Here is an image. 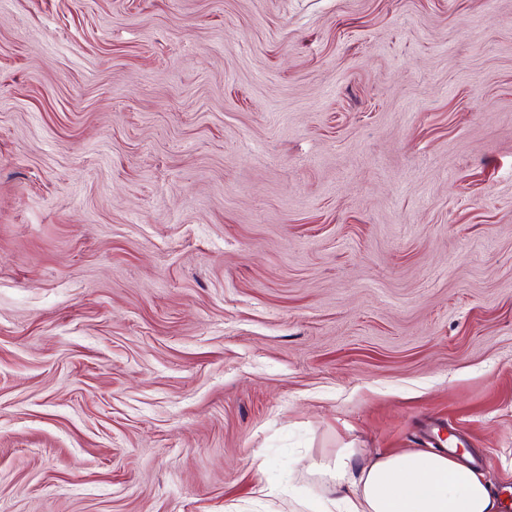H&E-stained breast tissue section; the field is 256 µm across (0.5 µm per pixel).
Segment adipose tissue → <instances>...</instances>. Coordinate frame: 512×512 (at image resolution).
<instances>
[{
    "mask_svg": "<svg viewBox=\"0 0 512 512\" xmlns=\"http://www.w3.org/2000/svg\"><path fill=\"white\" fill-rule=\"evenodd\" d=\"M341 450L323 466L331 482L313 512H499L487 482L453 455L426 450L376 456L353 465Z\"/></svg>",
    "mask_w": 512,
    "mask_h": 512,
    "instance_id": "obj_1",
    "label": "adipose tissue"
}]
</instances>
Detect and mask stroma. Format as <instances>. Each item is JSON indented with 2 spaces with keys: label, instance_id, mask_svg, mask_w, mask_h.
<instances>
[{
  "label": "stroma",
  "instance_id": "1",
  "mask_svg": "<svg viewBox=\"0 0 512 512\" xmlns=\"http://www.w3.org/2000/svg\"><path fill=\"white\" fill-rule=\"evenodd\" d=\"M347 447L512 512V0H0V512Z\"/></svg>",
  "mask_w": 512,
  "mask_h": 512
}]
</instances>
